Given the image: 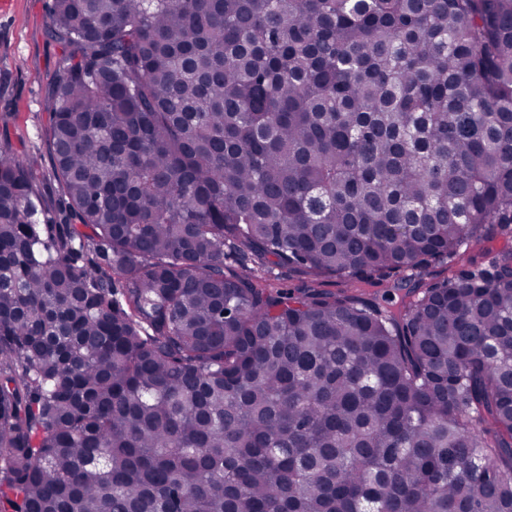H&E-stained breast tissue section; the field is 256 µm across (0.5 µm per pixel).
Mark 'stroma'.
<instances>
[{
  "label": "stroma",
  "mask_w": 512,
  "mask_h": 512,
  "mask_svg": "<svg viewBox=\"0 0 512 512\" xmlns=\"http://www.w3.org/2000/svg\"><path fill=\"white\" fill-rule=\"evenodd\" d=\"M49 0H0V144L23 153L37 175L40 208L57 209L48 102L62 55L48 35Z\"/></svg>",
  "instance_id": "obj_1"
}]
</instances>
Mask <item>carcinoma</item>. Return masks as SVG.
I'll use <instances>...</instances> for the list:
<instances>
[{"instance_id": "obj_1", "label": "carcinoma", "mask_w": 512, "mask_h": 512, "mask_svg": "<svg viewBox=\"0 0 512 512\" xmlns=\"http://www.w3.org/2000/svg\"><path fill=\"white\" fill-rule=\"evenodd\" d=\"M48 34L60 223L0 146V512H512V0H51ZM473 241L491 270L394 307L262 276Z\"/></svg>"}]
</instances>
